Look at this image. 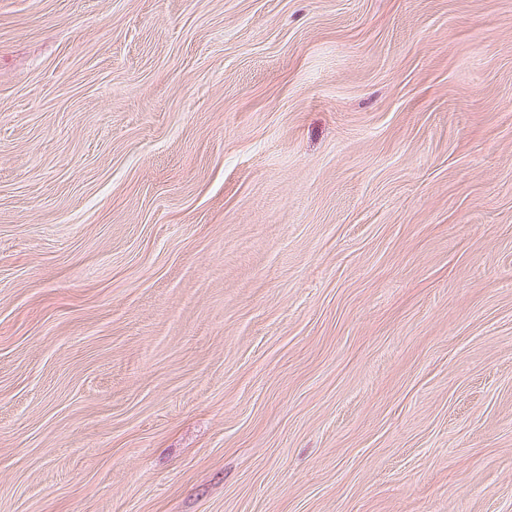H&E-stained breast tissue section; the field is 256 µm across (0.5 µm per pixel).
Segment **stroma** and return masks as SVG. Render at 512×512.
<instances>
[{"label":"stroma","mask_w":512,"mask_h":512,"mask_svg":"<svg viewBox=\"0 0 512 512\" xmlns=\"http://www.w3.org/2000/svg\"><path fill=\"white\" fill-rule=\"evenodd\" d=\"M0 512H512V0H0Z\"/></svg>","instance_id":"obj_1"}]
</instances>
